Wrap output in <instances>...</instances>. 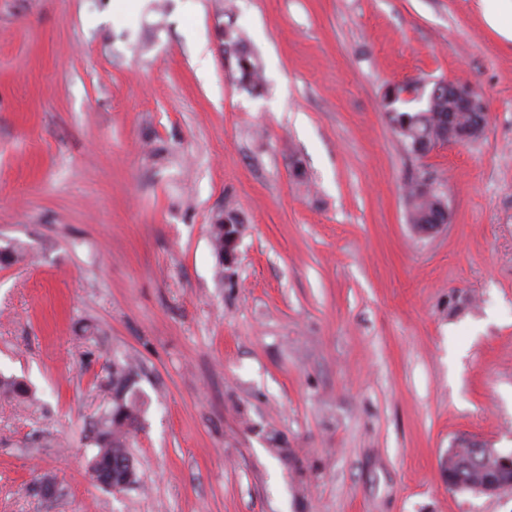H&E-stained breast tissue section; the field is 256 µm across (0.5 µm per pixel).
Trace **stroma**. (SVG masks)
<instances>
[{"label":"stroma","instance_id":"35a3bbf8","mask_svg":"<svg viewBox=\"0 0 512 512\" xmlns=\"http://www.w3.org/2000/svg\"><path fill=\"white\" fill-rule=\"evenodd\" d=\"M440 80L489 120L418 159L382 94ZM423 169L450 213L429 236L407 222ZM221 210L243 220L229 279ZM13 244L0 373L34 396H0V512H512L442 466L512 454V42L477 0H0ZM124 359L140 481L112 493L88 436ZM232 29L224 32V45H232L235 52L229 55V67L236 77L239 84L248 91H256L262 86L261 74L258 65L253 60L251 54L247 52L242 45L238 35L234 36ZM232 60L235 61V69L232 67Z\"/></svg>","mask_w":512,"mask_h":512}]
</instances>
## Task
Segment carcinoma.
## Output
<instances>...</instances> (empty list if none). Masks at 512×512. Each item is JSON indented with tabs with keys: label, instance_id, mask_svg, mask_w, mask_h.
Returning a JSON list of instances; mask_svg holds the SVG:
<instances>
[{
	"label": "carcinoma",
	"instance_id": "cac0c4a2",
	"mask_svg": "<svg viewBox=\"0 0 512 512\" xmlns=\"http://www.w3.org/2000/svg\"><path fill=\"white\" fill-rule=\"evenodd\" d=\"M224 44L235 47L229 60L235 61L233 73L237 74L239 84L248 91H256L262 86L258 65L251 54L242 45L234 30L224 31ZM440 91L438 95L428 97L426 107L416 112L404 111L397 107L400 99L392 98V87H387L383 101L393 130L398 136L407 154L423 156L427 145L439 139L448 126V92L441 82L434 83ZM436 179L426 170L418 172L408 186L407 221L414 229L434 227L444 223L448 213V201L444 193L435 186ZM242 224L238 214L228 211L219 213L210 224L211 244L216 255L224 249V225ZM107 381L112 390V405L105 408L97 419L91 432V442L96 448L89 460L90 472L97 483H112L113 477L127 476L126 485L131 487L139 482L136 465H128L133 459L129 448L131 431L139 426L144 412V402L135 388L134 370L127 362H112L106 368ZM0 391L16 396L27 397L31 394L28 385L17 378L0 376ZM472 450L465 449L455 462L448 480L457 485L474 474V465L470 462Z\"/></svg>",
	"mask_w": 512,
	"mask_h": 512
}]
</instances>
